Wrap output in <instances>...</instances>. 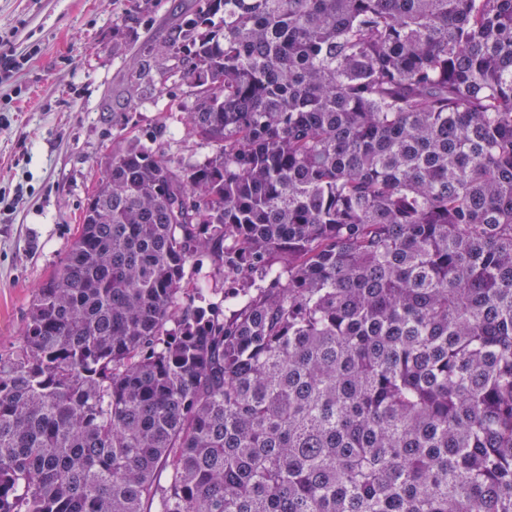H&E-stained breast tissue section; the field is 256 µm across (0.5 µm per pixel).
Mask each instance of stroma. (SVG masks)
<instances>
[{"label": "stroma", "mask_w": 512, "mask_h": 512, "mask_svg": "<svg viewBox=\"0 0 512 512\" xmlns=\"http://www.w3.org/2000/svg\"><path fill=\"white\" fill-rule=\"evenodd\" d=\"M0 0V41L25 61L0 81V354L18 342L34 292L66 255L89 191L126 138L194 162L210 144L164 109L187 97L166 49L202 0Z\"/></svg>", "instance_id": "35a3bbf8"}]
</instances>
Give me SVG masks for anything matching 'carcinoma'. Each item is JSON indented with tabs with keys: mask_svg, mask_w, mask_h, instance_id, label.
Here are the masks:
<instances>
[{
	"mask_svg": "<svg viewBox=\"0 0 512 512\" xmlns=\"http://www.w3.org/2000/svg\"><path fill=\"white\" fill-rule=\"evenodd\" d=\"M168 47L212 154L109 158L0 355V512H512V0Z\"/></svg>",
	"mask_w": 512,
	"mask_h": 512,
	"instance_id": "obj_1",
	"label": "carcinoma"
}]
</instances>
